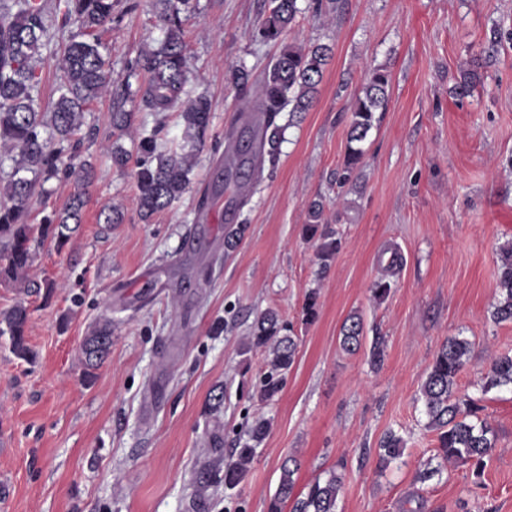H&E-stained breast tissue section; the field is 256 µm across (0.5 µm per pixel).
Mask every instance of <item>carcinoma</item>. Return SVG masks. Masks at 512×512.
Wrapping results in <instances>:
<instances>
[{
    "label": "carcinoma",
    "mask_w": 512,
    "mask_h": 512,
    "mask_svg": "<svg viewBox=\"0 0 512 512\" xmlns=\"http://www.w3.org/2000/svg\"><path fill=\"white\" fill-rule=\"evenodd\" d=\"M297 0H268L257 29L262 42L282 44L279 55L263 72L260 97L265 106V120L259 122L260 148L276 160L281 141L278 115L284 111L294 117L309 111L322 80L324 66L332 49L326 44L311 47L285 42L295 22ZM163 24L164 37L156 46L141 49L131 64L128 77L120 83V103L113 107L110 125L113 141L108 151L112 165L124 168L131 152L120 141L129 138L136 144V190L139 214L147 222L188 192L190 174L195 165L194 149L209 136L212 105L204 94L190 96L187 85L186 48L182 37L183 15L193 10V0H153ZM113 0H0V147L11 153L13 169L7 179H0V281L25 288L40 284L28 280L27 271L36 249L50 239L63 248L83 220L84 190L96 177L92 163L81 158L84 112L95 99L112 94L116 80L108 54L94 31L112 22ZM59 29L71 28L68 39L58 52H52L61 73L59 96L52 111L41 112L35 92L40 84L39 63L42 49L50 42L49 30L55 21ZM486 62L473 58L461 71L454 86L459 97L470 95L484 81ZM141 72L146 83L132 87L130 77ZM390 74L384 67L374 68L362 90L349 106L352 119L348 129L346 163L340 179L349 183L363 162V143L374 127L376 113L385 109ZM138 104L147 112L180 110L184 143L179 149L161 146L162 124L151 130L136 126V112L125 103ZM239 177L256 176L261 163L253 162L252 153L241 151ZM32 177H27V174ZM55 181L73 186L68 201L60 210L42 217L41 223L27 219L39 198L47 194L44 185ZM338 249L334 231L327 228L320 235L317 256L326 261ZM499 299L494 307L496 322H512V245L500 249L497 266ZM28 314L19 303L0 315V334L9 333L15 352L29 355L25 341ZM277 315L262 313L255 321L253 343L266 347L268 371L260 395L270 399L280 391L285 373L293 364L297 345L291 336H282ZM364 326L352 316L341 329V345L349 353L361 347ZM112 347V319L98 321L83 341L85 364L99 367ZM471 344L457 337L446 339L433 359L420 389L428 428L437 432L438 456L445 462L464 463L481 475L485 458L493 448L492 430L479 417L480 406L467 394L459 393L457 377L470 360ZM512 387V355L493 360L484 376L482 389ZM267 433V423L260 420L251 427L247 438L233 448L235 461L224 470V484L234 487L245 476L258 445ZM403 454V440L388 433L380 444L382 463ZM298 461L290 458L281 466L278 490L268 512H281L280 504L293 494ZM341 488L340 477L331 475L325 482H315L303 498L294 502L292 512H336Z\"/></svg>",
    "instance_id": "cac0c4a2"
}]
</instances>
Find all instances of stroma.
<instances>
[{
  "instance_id": "1",
  "label": "stroma",
  "mask_w": 512,
  "mask_h": 512,
  "mask_svg": "<svg viewBox=\"0 0 512 512\" xmlns=\"http://www.w3.org/2000/svg\"><path fill=\"white\" fill-rule=\"evenodd\" d=\"M288 42L333 48L313 108L300 121L280 113L275 164L233 215L245 225L224 243V201L199 209L219 164L257 103L230 79L235 66L261 78L279 44L256 39L264 0H197L184 28L191 94L213 105L210 137L197 153L179 201L139 218L135 167L112 166L111 96L93 101L82 155L97 169L83 222L65 248L45 241L29 293L0 283V313L24 303L28 357L0 334V512H193L199 468L215 478L203 512H267L285 459L296 458L294 496L330 475L342 479L337 512H512V390L482 391L493 357L512 354V322H495L496 267L512 243V0H340L315 11L297 0ZM163 36L152 0H118L101 33L114 78L140 48ZM489 57L471 96L452 89L473 56ZM391 74L383 112L364 143L355 184L338 187L345 166L349 103L370 71ZM320 199L340 238L328 261L306 227ZM120 206L122 223L100 221ZM402 262L386 266L391 253ZM388 294L375 298L379 279ZM316 298V314L303 307ZM278 313L297 341L294 364L270 400L256 394L267 371L248 344L256 317ZM359 315L354 353L341 328ZM112 319V348L87 372L83 340ZM384 360L372 369L374 337ZM472 346L459 392L479 399L494 432L482 475L442 466L426 427L420 388L442 342ZM222 395L220 411L209 404ZM260 420L269 430L244 479L224 484L227 460L211 434L236 447ZM404 454L379 462L387 432ZM439 475L419 480L420 472Z\"/></svg>"
}]
</instances>
